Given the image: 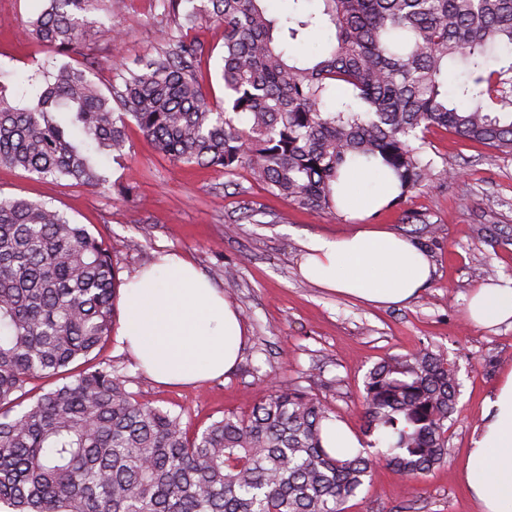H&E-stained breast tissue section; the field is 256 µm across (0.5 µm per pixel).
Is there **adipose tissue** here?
Listing matches in <instances>:
<instances>
[{
	"label": "adipose tissue",
	"instance_id": "1",
	"mask_svg": "<svg viewBox=\"0 0 512 512\" xmlns=\"http://www.w3.org/2000/svg\"><path fill=\"white\" fill-rule=\"evenodd\" d=\"M397 185L379 166H355L335 192L336 210L377 214L397 195ZM304 249V279L374 305L405 304L433 277L425 252L388 230L359 227L340 237L315 236ZM122 295L119 341L156 381L192 384L236 365L245 334L240 313L185 258L164 255L159 265L128 280ZM466 316L478 328L512 325V279L475 288ZM462 475L480 512H512V369L485 401Z\"/></svg>",
	"mask_w": 512,
	"mask_h": 512
}]
</instances>
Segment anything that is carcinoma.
I'll use <instances>...</instances> for the list:
<instances>
[{
	"label": "carcinoma",
	"instance_id": "cac0c4a2",
	"mask_svg": "<svg viewBox=\"0 0 512 512\" xmlns=\"http://www.w3.org/2000/svg\"><path fill=\"white\" fill-rule=\"evenodd\" d=\"M113 0H44L23 34L62 56L109 22ZM155 0L166 19L136 69L63 62L35 96L0 82V165L41 180L99 187L102 158L133 123L184 165L249 170L269 193L315 212L333 185L378 162L400 196L435 176L427 135L441 128L512 156V0ZM203 22L224 25L214 101L199 82ZM318 24L319 56L287 53ZM119 287L102 235L47 203L0 194V512H344L380 461L409 480L444 462L459 383L441 351L390 357L364 379L357 455L322 443L335 420L320 399L277 384L250 414L189 434L183 412L139 402L98 354ZM77 361L87 367L74 372ZM62 383L29 397L36 379Z\"/></svg>",
	"mask_w": 512,
	"mask_h": 512
}]
</instances>
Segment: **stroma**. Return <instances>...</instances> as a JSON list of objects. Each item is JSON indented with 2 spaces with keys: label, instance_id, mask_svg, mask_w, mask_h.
Masks as SVG:
<instances>
[{
  "label": "stroma",
  "instance_id": "obj_1",
  "mask_svg": "<svg viewBox=\"0 0 512 512\" xmlns=\"http://www.w3.org/2000/svg\"><path fill=\"white\" fill-rule=\"evenodd\" d=\"M39 8V0H0V69L9 85L28 88L37 66L56 62L40 41L21 34ZM118 22L120 42L105 28L86 41L96 59L93 78L105 87L112 82L113 62L134 65L159 38L153 0H127ZM193 36L203 47L201 80L214 97H223L224 29L202 24ZM426 150L440 176L370 220L414 241L435 266L431 285L395 307L365 304L300 275L308 237L352 231L335 211L316 213L289 203L243 168L225 174L173 163L134 127L123 157L106 161L108 181L100 187L36 180L0 165V191L52 202L74 223L102 233L120 281L176 253L239 310L246 329L240 360L217 380L164 385L145 373L117 337L101 351L129 377L139 402L183 412L188 430L229 412L249 413L275 380L320 398L359 434L369 369L387 357L444 348L460 383L457 411L448 421L446 462L407 483L376 467L345 512H479L460 469L486 398L512 369V325L472 327L465 306L479 285L512 278V156L442 130L428 135Z\"/></svg>",
  "mask_w": 512,
  "mask_h": 512
}]
</instances>
